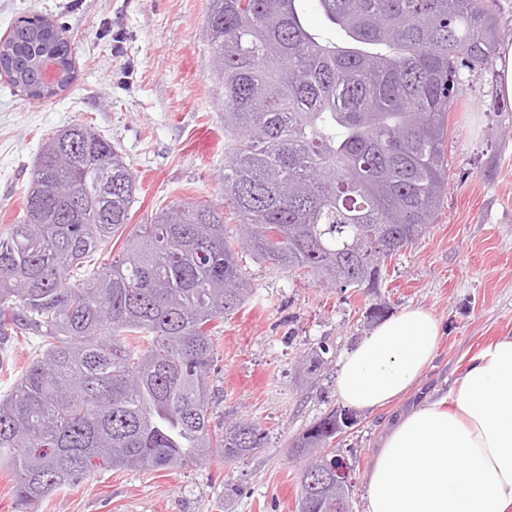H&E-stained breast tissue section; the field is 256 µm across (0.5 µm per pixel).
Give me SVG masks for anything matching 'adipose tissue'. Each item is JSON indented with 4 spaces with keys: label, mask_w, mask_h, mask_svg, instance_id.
<instances>
[{
    "label": "adipose tissue",
    "mask_w": 512,
    "mask_h": 512,
    "mask_svg": "<svg viewBox=\"0 0 512 512\" xmlns=\"http://www.w3.org/2000/svg\"><path fill=\"white\" fill-rule=\"evenodd\" d=\"M442 324L409 308L343 357L336 394L372 412L406 396L437 358ZM367 512H512V338L469 358L447 394L399 416L365 476Z\"/></svg>",
    "instance_id": "1"
}]
</instances>
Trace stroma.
I'll use <instances>...</instances> for the list:
<instances>
[{
	"instance_id": "obj_1",
	"label": "stroma",
	"mask_w": 512,
	"mask_h": 512,
	"mask_svg": "<svg viewBox=\"0 0 512 512\" xmlns=\"http://www.w3.org/2000/svg\"><path fill=\"white\" fill-rule=\"evenodd\" d=\"M209 0H0V37L39 14L62 30L71 85L42 103L0 80V225L14 223L42 142L88 124L114 144L137 176L132 223L166 206L224 208V91L205 36ZM448 188L425 235L393 259L381 288L389 315L409 307L442 323L438 357L419 389L384 410L361 412L336 451L350 464L353 512H366L365 474L385 425L444 393L466 360L512 336V102L495 66L468 74L448 114ZM254 295L218 330L210 370L215 422L249 419L263 448L230 463L211 457L162 471L103 470L46 499L33 512H296L300 459L291 442L338 407L340 362L367 336L361 295L291 275L243 256ZM35 339L0 354V395L33 358ZM327 346L316 385L298 357Z\"/></svg>"
}]
</instances>
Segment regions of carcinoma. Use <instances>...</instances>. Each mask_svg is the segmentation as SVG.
Masks as SVG:
<instances>
[{
    "label": "carcinoma",
    "mask_w": 512,
    "mask_h": 512,
    "mask_svg": "<svg viewBox=\"0 0 512 512\" xmlns=\"http://www.w3.org/2000/svg\"><path fill=\"white\" fill-rule=\"evenodd\" d=\"M304 0H210L206 32L224 88V201L167 207L129 225L138 184L84 124L45 141L19 220L0 228V344L38 340L0 398V466L32 506L98 470L226 462L264 447L241 419L212 424L214 333L253 293L239 249L373 303L386 262L426 233L448 186L447 120L502 40L486 0H315L343 39L310 32ZM66 42L17 34L5 62L28 85ZM125 235L110 262L91 257ZM326 349L298 362L312 384ZM332 409L291 444L314 484L298 512H328L351 485L329 452L351 426Z\"/></svg>",
    "instance_id": "obj_1"
}]
</instances>
